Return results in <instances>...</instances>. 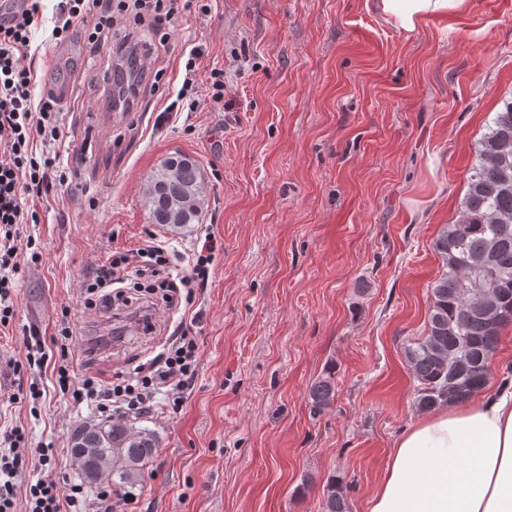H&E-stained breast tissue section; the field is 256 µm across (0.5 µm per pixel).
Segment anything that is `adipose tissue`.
Here are the masks:
<instances>
[{
    "instance_id": "adipose-tissue-1",
    "label": "adipose tissue",
    "mask_w": 512,
    "mask_h": 512,
    "mask_svg": "<svg viewBox=\"0 0 512 512\" xmlns=\"http://www.w3.org/2000/svg\"><path fill=\"white\" fill-rule=\"evenodd\" d=\"M467 0H375L395 27L460 12ZM368 512H512V380L476 403H453L403 431Z\"/></svg>"
}]
</instances>
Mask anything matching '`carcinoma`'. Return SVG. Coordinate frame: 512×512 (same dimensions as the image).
<instances>
[{"label":"carcinoma","mask_w":512,"mask_h":512,"mask_svg":"<svg viewBox=\"0 0 512 512\" xmlns=\"http://www.w3.org/2000/svg\"><path fill=\"white\" fill-rule=\"evenodd\" d=\"M476 156L459 216L434 242L442 273L431 285L427 332L404 348L422 411L479 392L500 331L512 323V101L496 113ZM204 204L200 167L192 158L177 153L149 174L145 205L152 223L194 224ZM334 378L329 370L311 385L313 412L332 405ZM156 448L153 432L123 421L81 425L72 458L85 482L120 489L140 480ZM321 512H350L334 481L323 491Z\"/></svg>","instance_id":"carcinoma-1"}]
</instances>
